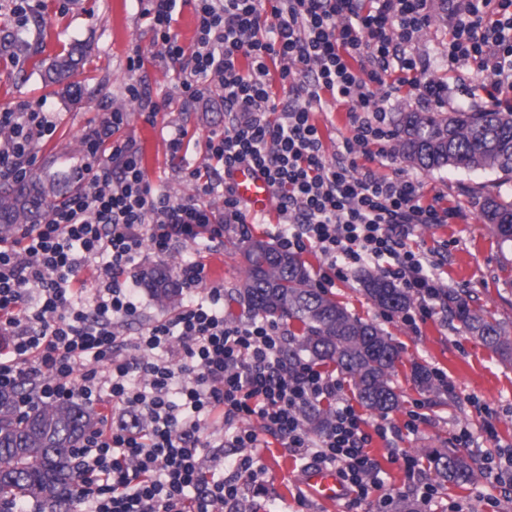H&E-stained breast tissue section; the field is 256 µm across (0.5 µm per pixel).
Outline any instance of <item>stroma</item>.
<instances>
[{"instance_id":"obj_1","label":"stroma","mask_w":512,"mask_h":512,"mask_svg":"<svg viewBox=\"0 0 512 512\" xmlns=\"http://www.w3.org/2000/svg\"><path fill=\"white\" fill-rule=\"evenodd\" d=\"M29 4L27 23L19 27L10 14L9 0H0V41L11 43L10 55L0 57V110L26 102L51 113L55 129L34 145L32 167L54 155L59 166L79 168L84 156L73 153L75 143L107 113L120 109L126 112L127 122L118 136L133 141L151 184L176 198L193 194L187 169L207 166L204 143L211 131L223 129L224 107L215 94L190 108L174 96L175 76L142 16L146 0H29ZM75 42L88 46L80 76L84 94L76 101L61 87L43 81L48 62ZM136 55L143 62L133 71L129 59ZM136 82L147 99L163 105L154 120H147L140 104L127 96V84ZM179 128L189 142L184 166L170 159L167 149ZM397 170L442 192L449 205L463 213L453 224L416 227L410 246L447 251L443 276L452 291L472 309L494 317L512 335V244L502 243L482 217L486 191L512 200V175L448 168L426 171L393 152L385 172L390 175ZM245 245L233 229H226L223 249L205 260V286L194 291L202 296L207 289H223L224 317L234 324L251 317L235 299L243 279ZM194 292L186 288L182 294L187 297ZM328 294L353 316L378 325L401 347V360L392 376L400 396L398 408L385 415L365 410L362 418L371 426L382 422L400 427L409 412L417 409L422 413L418 430L391 442L373 437L368 452L378 461L384 483L371 488L367 500L358 505L316 500L305 486L302 461L288 455L277 440L262 443L254 454L263 471L251 482L239 512H395V503L413 498L396 454L404 452L423 461L433 451L446 448L461 451L476 478L462 486L437 481L432 504L419 506L418 512H512V360H503L446 314L414 326L405 324L400 315L383 311L367 298L360 273L336 282ZM418 367L443 371L448 386H419L414 379ZM463 428L471 432L473 447L461 448L457 436Z\"/></svg>"}]
</instances>
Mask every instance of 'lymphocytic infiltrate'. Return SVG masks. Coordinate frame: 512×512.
<instances>
[{
  "mask_svg": "<svg viewBox=\"0 0 512 512\" xmlns=\"http://www.w3.org/2000/svg\"><path fill=\"white\" fill-rule=\"evenodd\" d=\"M178 2L147 0L143 15L185 101L214 86L222 92L228 121L206 139L210 164L192 170L194 195L172 198L147 180L134 143L116 140L125 113L109 112L86 138L78 189L40 223L0 239V330L13 338L0 352V388L30 386L39 403L111 405V418L79 448L78 512H237L244 477L259 472L251 450L264 434L311 466L335 469L360 504L382 481L367 450L372 436L415 433L420 413L410 412L404 427L366 432L332 376L289 365L284 330L256 318L229 323L220 288L135 338L121 336L139 312L137 258L146 248L168 257L198 241L213 252L230 227L249 237V210L232 181L247 163L270 184L280 246L323 257L319 287L369 267L417 298L404 323L442 313L444 256L407 240L414 227L462 212L411 176L378 173L393 136L383 115L405 88L431 108L448 102L430 59L411 46L437 5L448 13L449 70H468L491 107L512 110V0H191L198 35L190 50L173 31ZM275 60L280 95L266 80ZM328 98L348 113L330 159L312 119ZM53 130L49 115L27 104L0 111V181L24 176L34 143ZM216 194L219 210L209 204ZM96 259L102 286L88 312L78 275ZM327 401L330 421L310 435L304 415ZM214 415L219 438L207 431ZM224 447L238 456L207 477L205 449Z\"/></svg>",
  "mask_w": 512,
  "mask_h": 512,
  "instance_id": "f902f5d3",
  "label": "lymphocytic infiltrate"
}]
</instances>
